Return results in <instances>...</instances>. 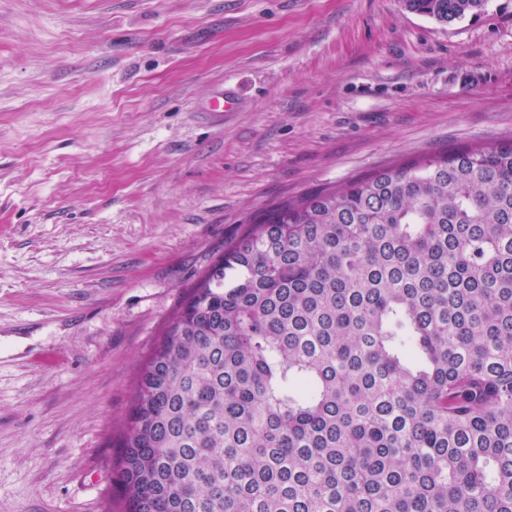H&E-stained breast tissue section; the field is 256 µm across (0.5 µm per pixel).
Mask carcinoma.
I'll list each match as a JSON object with an SVG mask.
<instances>
[{
    "label": "carcinoma",
    "instance_id": "cac0c4a2",
    "mask_svg": "<svg viewBox=\"0 0 512 512\" xmlns=\"http://www.w3.org/2000/svg\"><path fill=\"white\" fill-rule=\"evenodd\" d=\"M120 447L124 512H512V142L261 212L162 333Z\"/></svg>",
    "mask_w": 512,
    "mask_h": 512
}]
</instances>
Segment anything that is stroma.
<instances>
[{"label": "stroma", "instance_id": "35a3bbf8", "mask_svg": "<svg viewBox=\"0 0 512 512\" xmlns=\"http://www.w3.org/2000/svg\"><path fill=\"white\" fill-rule=\"evenodd\" d=\"M508 140L512 0H0V512H123L139 371L261 211ZM487 3V0H403L408 11L425 15L442 24L477 15L485 9Z\"/></svg>", "mask_w": 512, "mask_h": 512}]
</instances>
